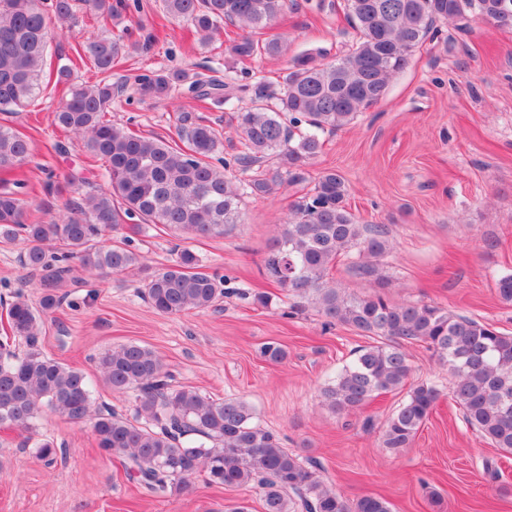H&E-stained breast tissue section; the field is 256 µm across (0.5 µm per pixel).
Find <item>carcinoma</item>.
<instances>
[{"instance_id":"1","label":"carcinoma","mask_w":512,"mask_h":512,"mask_svg":"<svg viewBox=\"0 0 512 512\" xmlns=\"http://www.w3.org/2000/svg\"><path fill=\"white\" fill-rule=\"evenodd\" d=\"M83 2L96 19L119 16L113 0ZM504 5L512 10V0H343L344 13L359 33L356 48L329 64L311 56L297 59L273 90L184 69L138 75V94L157 101L185 94L219 108L254 92L252 107L224 117L244 140L245 151L234 159L248 174L244 181L211 163L223 141L201 115L179 111L171 140L133 133L108 118L123 89L112 82V66L147 43L106 32L87 36L77 54L93 63L100 79L75 84L71 68L59 67L57 83L65 92L55 122L81 137L91 158L105 160L107 187L70 201L65 213L44 223L24 219L27 181L16 179L14 189L0 191V246L25 243L20 261L39 276L43 288L37 307L21 289L8 300L0 298L10 328L0 336V427L30 433L44 408L87 424L98 448L120 458L126 475L156 498L181 494L202 475L207 484L225 489L254 486L264 512H392L381 496L351 501L329 486L318 475V463L285 448L277 434L256 421L245 400H217L175 384L153 350L126 343L97 357L103 381L131 394L133 415L128 417L95 406L89 376L44 354L40 336L46 316L64 299L59 288L73 261L97 275L140 265L128 241L106 239L105 233L136 219L197 237L223 235L224 226L240 220L242 191L266 195L284 180L305 182V166L319 152L320 135L349 125L375 105L436 23L481 15L496 26L512 27V21L498 19ZM162 6L168 18L190 22L203 44L224 23L243 30L230 39L229 53L238 60L283 52L281 40L262 42L252 32L285 13L288 0H162ZM51 7L61 22L74 18L75 0H53ZM49 24L44 0H0V112L27 108L42 97ZM270 156L277 157L278 167H267ZM29 157V140L0 124V173L20 168ZM347 196L342 175L323 172L290 206L263 259L267 279L297 306H312L325 318L324 326L339 323L373 339L322 389L323 402L336 414H349L376 395L406 391L385 421L381 439L392 452L409 447L441 397L437 386L411 382L406 344L420 342L448 369L449 393L466 425L512 454V334L436 304H394L379 294L357 295L336 285L330 270L352 251L358 256L352 265L357 275L381 279L368 258L389 246L387 229L358 223ZM495 293L512 304V273L496 279ZM141 294L164 315L206 310L224 297V279L184 248L174 263L147 277ZM35 448L47 465L64 452L52 436L40 433Z\"/></svg>"}]
</instances>
